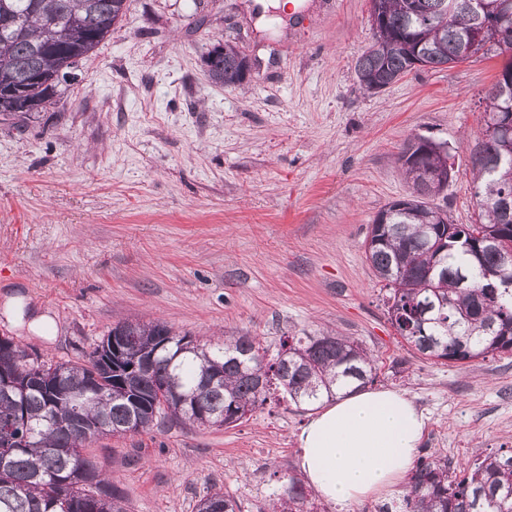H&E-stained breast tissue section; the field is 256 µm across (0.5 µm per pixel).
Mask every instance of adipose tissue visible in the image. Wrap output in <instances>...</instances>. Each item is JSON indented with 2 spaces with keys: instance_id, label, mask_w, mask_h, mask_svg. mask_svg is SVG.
Returning a JSON list of instances; mask_svg holds the SVG:
<instances>
[{
  "instance_id": "ef3b65f1",
  "label": "adipose tissue",
  "mask_w": 512,
  "mask_h": 512,
  "mask_svg": "<svg viewBox=\"0 0 512 512\" xmlns=\"http://www.w3.org/2000/svg\"><path fill=\"white\" fill-rule=\"evenodd\" d=\"M424 428L403 392H344L302 428L299 469L322 499L343 506L389 494L410 474Z\"/></svg>"
}]
</instances>
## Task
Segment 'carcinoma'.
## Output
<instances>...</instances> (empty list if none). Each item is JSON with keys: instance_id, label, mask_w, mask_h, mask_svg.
<instances>
[{"instance_id": "1", "label": "carcinoma", "mask_w": 512, "mask_h": 512, "mask_svg": "<svg viewBox=\"0 0 512 512\" xmlns=\"http://www.w3.org/2000/svg\"><path fill=\"white\" fill-rule=\"evenodd\" d=\"M501 22L505 50L512 51V0H485ZM371 13L373 43L356 59L365 90L382 91L420 66L454 64L471 48L482 24L473 0H379ZM128 0H0V116H32L58 96L75 63L94 53L122 20ZM208 78L238 87L249 74L237 47H213ZM485 95L484 120L512 114V69ZM431 139L409 138L399 153L407 181L439 161ZM476 224H455L425 191L381 210L366 251L376 276L389 288L388 315L399 335L427 359L465 364L512 352V287L485 292L487 278L502 272L501 249L512 248V217L497 201L512 194V162L494 146L471 160ZM500 233L499 246L486 242ZM126 337V357L110 369L97 350L78 360L37 363L44 388L24 384L25 369L11 339L0 341V512H126L124 498L96 463L80 422L98 424L96 438L118 436L129 420L144 431L166 418L204 427L231 426L266 402L274 391L295 405L312 407L324 394L359 389L377 376L376 361L358 343L333 331L290 336L276 356L252 336L201 343L159 321H123L112 327ZM154 356L152 370L132 377L138 355ZM264 374L257 387L251 372ZM305 485L288 476L271 512H306ZM404 502L410 512H512V449L486 456L449 476L448 460L417 462ZM197 512H241V504L212 488Z\"/></svg>"}]
</instances>
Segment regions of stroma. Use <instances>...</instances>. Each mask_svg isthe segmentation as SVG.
Masks as SVG:
<instances>
[{
  "instance_id": "35a3bbf8",
  "label": "stroma",
  "mask_w": 512,
  "mask_h": 512,
  "mask_svg": "<svg viewBox=\"0 0 512 512\" xmlns=\"http://www.w3.org/2000/svg\"><path fill=\"white\" fill-rule=\"evenodd\" d=\"M130 0L39 118L0 120V336L45 360L87 355L116 323L162 321L205 341L323 329L376 360V386L426 418L418 454L452 471L512 448V353L465 365L417 354L391 325L366 259L375 216L410 185L404 141L447 144L436 199L475 223L469 141L505 57L420 68L362 89L370 0ZM236 45L241 87L204 58ZM304 408L269 396L238 425L168 421L87 448L128 512H196L211 486L264 512L299 472Z\"/></svg>"
}]
</instances>
